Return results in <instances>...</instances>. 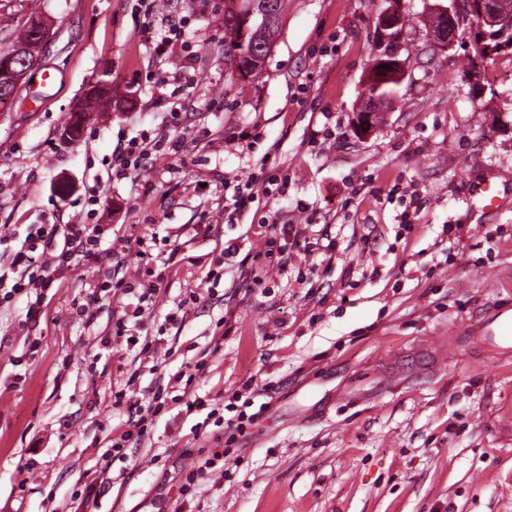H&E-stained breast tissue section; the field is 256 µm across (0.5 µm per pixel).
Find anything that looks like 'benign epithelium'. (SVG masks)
I'll return each mask as SVG.
<instances>
[{
    "label": "benign epithelium",
    "instance_id": "obj_1",
    "mask_svg": "<svg viewBox=\"0 0 512 512\" xmlns=\"http://www.w3.org/2000/svg\"><path fill=\"white\" fill-rule=\"evenodd\" d=\"M449 5H441L437 12L442 15L443 23L433 31L432 47L438 52H446L454 46L459 31L465 22L475 21L473 33L480 37L494 38L502 43L507 42V29L495 32V28L512 20V0H448ZM404 16L400 0H388L372 20L371 42L377 51L374 56H380V50H386L391 62L397 67L401 76L407 75V60L402 58L406 47L405 30L401 29ZM49 41V32L41 27L35 32V38L27 43L17 44L7 57V69H0V99L9 102L21 87L26 75L34 68L44 47Z\"/></svg>",
    "mask_w": 512,
    "mask_h": 512
}]
</instances>
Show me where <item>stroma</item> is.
Returning a JSON list of instances; mask_svg holds the SVG:
<instances>
[{"instance_id":"stroma-1","label":"stroma","mask_w":512,"mask_h":512,"mask_svg":"<svg viewBox=\"0 0 512 512\" xmlns=\"http://www.w3.org/2000/svg\"><path fill=\"white\" fill-rule=\"evenodd\" d=\"M374 2L286 0L243 82L224 0H0V52L30 21L51 34L0 105V276L28 225L104 229L37 316L0 304V512H83L94 480L99 512H512V358L440 362L449 331L512 306V58H475L466 34L427 53L448 0H403L408 74L359 135ZM173 28L161 58L148 38ZM99 82L111 106L66 137ZM170 131L178 155L113 176L121 145ZM250 175L286 190L225 223V183ZM487 180L505 206L485 220L468 201ZM113 278L155 291L100 290ZM136 310L134 342L114 336ZM186 394L263 412L234 439ZM157 395L150 432L105 460Z\"/></svg>"}]
</instances>
